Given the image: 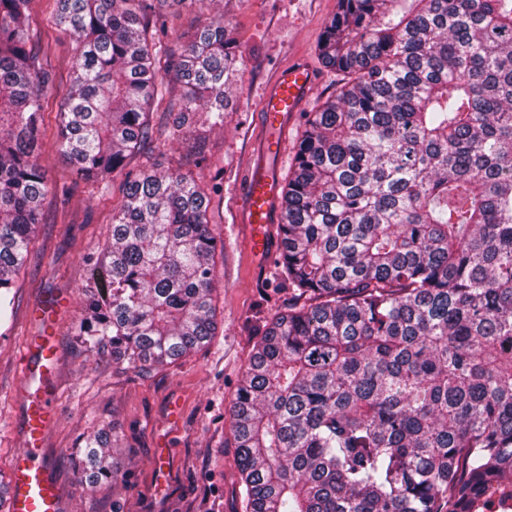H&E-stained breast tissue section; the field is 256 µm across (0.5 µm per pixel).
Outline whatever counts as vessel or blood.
Wrapping results in <instances>:
<instances>
[{
    "label": "vessel or blood",
    "mask_w": 512,
    "mask_h": 512,
    "mask_svg": "<svg viewBox=\"0 0 512 512\" xmlns=\"http://www.w3.org/2000/svg\"><path fill=\"white\" fill-rule=\"evenodd\" d=\"M316 82L313 66L299 59L277 68L261 94L262 135L238 198L240 221L246 226L249 247L256 257H266L273 248L270 226L276 221L281 189L278 158L288 126L312 94ZM32 348L39 354V362L31 372L38 386L25 409L26 446L14 464L11 512H60L59 491L42 453L43 435L52 411L47 390L58 350L51 336L35 337Z\"/></svg>",
    "instance_id": "vessel-or-blood-1"
}]
</instances>
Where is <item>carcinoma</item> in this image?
Masks as SVG:
<instances>
[{"label": "carcinoma", "mask_w": 512, "mask_h": 512, "mask_svg": "<svg viewBox=\"0 0 512 512\" xmlns=\"http://www.w3.org/2000/svg\"><path fill=\"white\" fill-rule=\"evenodd\" d=\"M32 0H0V299L25 265L45 196L36 153L52 72L27 33ZM147 0H56L74 38L59 136L104 189L152 141L183 84L224 127L241 65L221 16L180 53ZM321 55L343 73L306 116L281 191L279 265L294 289L230 403L246 512H470L512 496V0H340ZM192 174L127 178L85 258L77 344L148 374L209 342L224 250ZM111 429L72 459L117 484Z\"/></svg>", "instance_id": "cac0c4a2"}]
</instances>
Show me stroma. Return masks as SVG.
Wrapping results in <instances>:
<instances>
[{
  "label": "stroma",
  "instance_id": "1",
  "mask_svg": "<svg viewBox=\"0 0 512 512\" xmlns=\"http://www.w3.org/2000/svg\"><path fill=\"white\" fill-rule=\"evenodd\" d=\"M167 23L165 42L180 50L204 21L197 5L172 7L150 0ZM55 0H35L29 34L41 46L40 62L55 76L43 100L38 133L40 163L57 194L43 202L31 254L12 290L14 304L0 317V473L11 475L25 446L23 413L34 387L23 358L29 337L41 331L29 311L39 301L64 299L57 320L58 360L52 391L54 418L42 450L60 493L61 512H243L237 450L228 408L265 320L287 306L292 292L274 260L254 259L237 228L238 188L261 131L258 98L276 67L298 57L316 69L311 112L340 80L326 66L320 44L339 0H213L224 17L242 65L228 93L223 128L194 117L179 137L162 142L151 156H134L126 172L145 165L191 173L208 196L210 224L224 243L217 255L214 303L217 330L202 348L164 368L141 375L112 362L109 353L87 352L75 340L81 293L90 272L84 255L94 252L123 202L125 174L113 175L108 192L83 181L58 137L62 96L69 87L71 36L51 22ZM178 402L181 421L170 428L168 406ZM114 425L121 435L117 457L126 472L114 490L94 489L75 474L68 454L91 431L92 421ZM170 443L169 476L155 489L157 438Z\"/></svg>",
  "mask_w": 512,
  "mask_h": 512
}]
</instances>
